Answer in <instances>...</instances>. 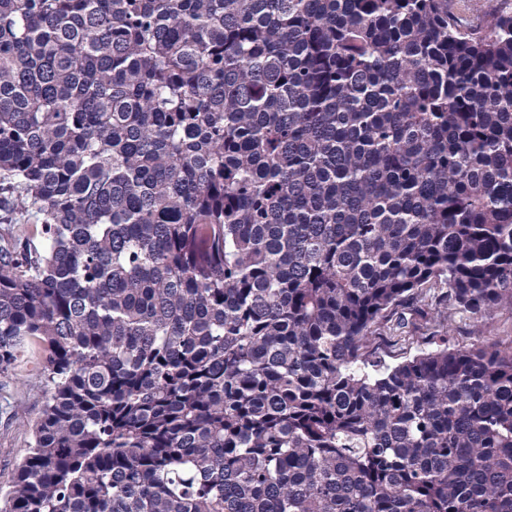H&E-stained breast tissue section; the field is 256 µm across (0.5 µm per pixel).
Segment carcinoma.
<instances>
[{"label": "carcinoma", "mask_w": 512, "mask_h": 512, "mask_svg": "<svg viewBox=\"0 0 512 512\" xmlns=\"http://www.w3.org/2000/svg\"><path fill=\"white\" fill-rule=\"evenodd\" d=\"M0 512H512V0H0ZM40 225V245L28 224ZM435 320L445 322L449 325L448 347L470 348L474 345L497 344L500 347L512 345V310L509 308L499 309L478 319L470 313L459 310H447V315L437 317ZM448 316V317H446ZM428 327L426 319L418 315L414 316L413 324L406 328L389 325L373 345L376 346V356L387 364H397L432 348L425 339L429 333ZM37 350L32 345L15 366L0 373V507L12 486L17 466L30 451L32 429L46 401V379L31 358ZM15 409L18 416L13 415Z\"/></svg>", "instance_id": "1"}]
</instances>
